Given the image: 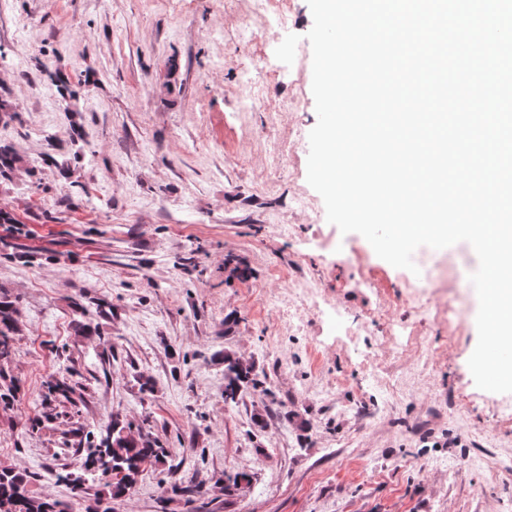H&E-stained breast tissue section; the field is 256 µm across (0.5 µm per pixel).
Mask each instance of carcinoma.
I'll use <instances>...</instances> for the list:
<instances>
[{"instance_id":"obj_1","label":"carcinoma","mask_w":512,"mask_h":512,"mask_svg":"<svg viewBox=\"0 0 512 512\" xmlns=\"http://www.w3.org/2000/svg\"><path fill=\"white\" fill-rule=\"evenodd\" d=\"M55 81L59 87L65 111L80 112L79 99L69 88L67 77L58 73ZM21 158L14 147L0 143V179L9 180ZM19 309L8 292L0 290V365L9 362L16 354L13 335L18 329ZM224 404L237 402L248 387L263 384L254 365L228 353L224 354ZM44 406L34 421L36 428L59 416V409L75 407L81 397L76 395L79 383L69 378H52L45 382ZM18 389L13 378L0 368V405L10 407L17 398ZM77 445L82 447L80 472L58 475L71 490L85 493L98 482L100 489L94 493V512H109L106 501L125 496L138 482L147 465H164L170 451L144 427H133L120 414L111 415L106 425L90 424L77 430ZM33 474L11 465L0 464V512H70L69 505L61 500L40 496L31 490Z\"/></svg>"}]
</instances>
